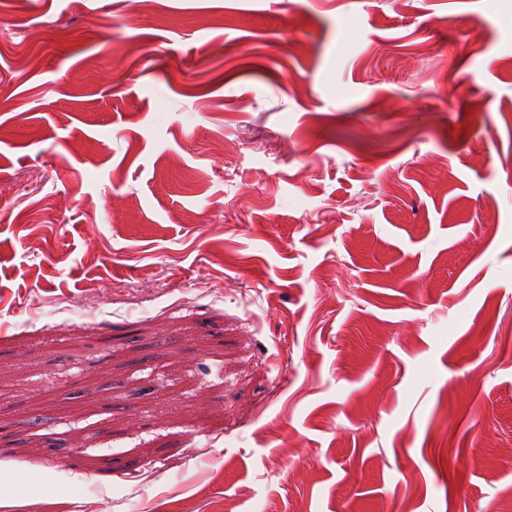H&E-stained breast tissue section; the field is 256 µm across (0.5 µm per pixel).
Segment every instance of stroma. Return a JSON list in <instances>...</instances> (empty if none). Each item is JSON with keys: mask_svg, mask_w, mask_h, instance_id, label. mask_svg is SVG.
<instances>
[{"mask_svg": "<svg viewBox=\"0 0 512 512\" xmlns=\"http://www.w3.org/2000/svg\"><path fill=\"white\" fill-rule=\"evenodd\" d=\"M227 500L512 506V0H0V512Z\"/></svg>", "mask_w": 512, "mask_h": 512, "instance_id": "35a3bbf8", "label": "stroma"}]
</instances>
